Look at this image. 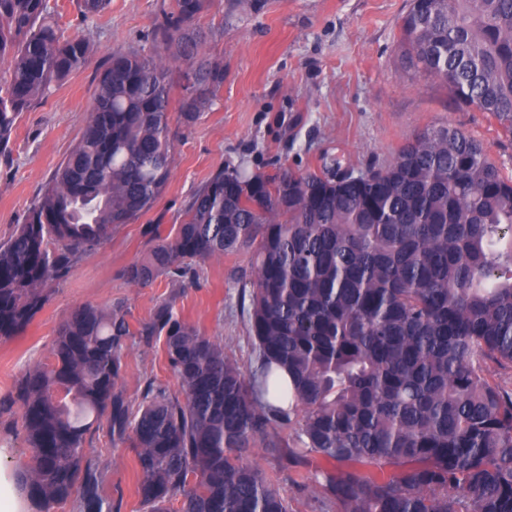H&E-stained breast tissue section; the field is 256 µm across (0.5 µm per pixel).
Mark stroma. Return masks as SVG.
<instances>
[{
	"instance_id": "35a3bbf8",
	"label": "stroma",
	"mask_w": 512,
	"mask_h": 512,
	"mask_svg": "<svg viewBox=\"0 0 512 512\" xmlns=\"http://www.w3.org/2000/svg\"><path fill=\"white\" fill-rule=\"evenodd\" d=\"M48 5L64 35L88 41L94 54L19 117L10 150L0 155V242L23 224L80 139L100 66L116 53H166L156 30L172 0H111L105 14L90 19L81 17L76 0ZM407 6V0H262L254 11L231 0H207L195 25L207 35L206 56L223 65L224 81L195 122L172 116L174 164L164 194L50 284L46 304L23 333L0 341V487L11 492L18 512L31 508L15 487L27 444L14 386L45 360L59 325L75 308L122 306L135 328L169 302L180 318L223 345L241 371L256 366L250 300L235 285L251 273L250 254L214 258L186 277L162 276L145 287L125 276L153 246L149 225L169 234L218 170L241 163L254 172L303 173L319 169L326 155L364 168L391 159L417 133L442 124L481 140L497 163L512 170V137L496 120L454 105L445 85L412 67L399 40ZM151 383L178 389L162 342L127 337L117 389L135 406ZM85 448L103 475L112 512H143L131 439L111 438L103 425ZM248 459L275 481L290 512H321L322 496L305 468L284 467L261 447L252 448Z\"/></svg>"
}]
</instances>
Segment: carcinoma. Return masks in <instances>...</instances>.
<instances>
[{
  "label": "carcinoma",
  "mask_w": 512,
  "mask_h": 512,
  "mask_svg": "<svg viewBox=\"0 0 512 512\" xmlns=\"http://www.w3.org/2000/svg\"><path fill=\"white\" fill-rule=\"evenodd\" d=\"M77 2L86 17L111 4ZM204 5L173 0L161 31L193 77L186 124L224 80L190 27ZM401 44L455 103L512 136V0H410ZM92 52L64 36L46 0H0V153L21 112ZM172 91L152 54L107 61L81 139L0 244L1 341L33 321L46 285L162 196ZM341 169L336 157L318 172L221 169L174 236L150 228L155 245L126 271L143 286L251 253L254 278L236 281L250 289L249 373L169 302L135 332L119 305L79 307L59 325L46 361L15 386L28 446L17 482L37 512L70 499L78 512H112L84 448L103 419L112 435L133 434L146 512H289L247 460L257 445L307 466L324 512H512V388L482 369L512 367V175L452 125L424 130L390 161ZM134 334L164 337L179 390L151 383L132 412L116 380ZM279 368L292 379L286 408L262 400Z\"/></svg>",
  "instance_id": "obj_1"
}]
</instances>
